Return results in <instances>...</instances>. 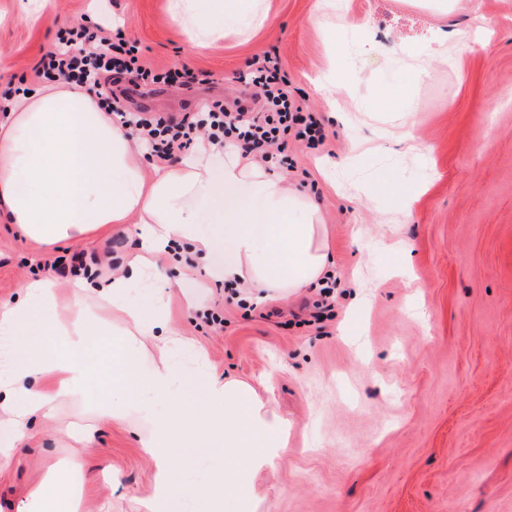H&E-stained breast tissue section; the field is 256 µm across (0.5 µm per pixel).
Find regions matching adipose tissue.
<instances>
[{
    "mask_svg": "<svg viewBox=\"0 0 512 512\" xmlns=\"http://www.w3.org/2000/svg\"><path fill=\"white\" fill-rule=\"evenodd\" d=\"M218 10L223 22L203 24L183 0L171 5L201 48L267 21L257 0H220ZM141 155L93 93L64 82L34 87L0 121V210L23 237L51 248L127 224L139 240L124 273L71 279L75 302L66 316H55V286L41 276L26 281L22 303L0 302V405L9 414L0 423V469L11 465L30 417L85 395L100 373L89 356L100 340L114 395L96 401L91 416L75 415L67 431L79 436L95 422L141 426L140 446L156 467L143 512H197L202 501L212 512H258L252 479L287 448L288 422L250 385L214 376L201 350L171 328L156 290L159 260L171 243L187 241L213 280L288 294L315 283L331 261L320 206L240 151L221 153L203 138L150 175ZM106 303L113 319L100 315ZM153 337L160 346L148 347ZM44 377L50 390L33 387ZM197 385L203 398L195 402L188 392ZM144 390L169 403L171 416L155 418ZM197 445L223 450V493L205 481L182 490L173 483V449Z\"/></svg>",
    "mask_w": 512,
    "mask_h": 512,
    "instance_id": "ef3b65f1",
    "label": "adipose tissue"
}]
</instances>
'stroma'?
<instances>
[{"label": "stroma", "mask_w": 512, "mask_h": 512, "mask_svg": "<svg viewBox=\"0 0 512 512\" xmlns=\"http://www.w3.org/2000/svg\"><path fill=\"white\" fill-rule=\"evenodd\" d=\"M260 2L263 27L194 50L170 0H0V93L79 20L121 28L152 68L193 74L126 87L131 111L162 117L232 103L253 58L276 53L327 134L316 147L288 140L284 175L321 206L330 308L314 309L313 287L255 301L188 255L161 269L171 327L292 424L287 451L254 477L260 512H512V0H337L322 17L318 0ZM458 31L477 37L443 64L437 39ZM327 71L333 96L315 87ZM384 177L422 192L400 208L373 190ZM135 247L117 231L49 250L0 219V300L20 299L56 257L102 256L108 275ZM212 311L223 324L207 322ZM73 412L32 419L0 471V512H25L76 455L83 512H140L154 467L136 432L110 423L79 442L65 431ZM173 455L182 486L223 467L205 448Z\"/></svg>", "instance_id": "35a3bbf8"}]
</instances>
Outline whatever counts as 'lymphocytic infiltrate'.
<instances>
[{"mask_svg":"<svg viewBox=\"0 0 512 512\" xmlns=\"http://www.w3.org/2000/svg\"><path fill=\"white\" fill-rule=\"evenodd\" d=\"M252 66L251 83L260 95L258 111L240 106L231 110L215 101L205 111L171 120L148 112L127 115L113 96L111 78L115 75L132 83L149 79L171 84L180 77L175 69L156 70L144 64L138 46L118 33L103 35L81 25L66 30L58 48L34 68L33 77L39 80L57 76L93 92L101 104L130 126L133 136L154 157L164 161L188 149L201 136L220 148L235 146L264 163L284 153L285 134H293L298 141L324 143L326 135L321 127L304 116L301 107L290 98L286 81L277 75L276 62L268 56L257 57Z\"/></svg>","mask_w":512,"mask_h":512,"instance_id":"1","label":"lymphocytic infiltrate"}]
</instances>
